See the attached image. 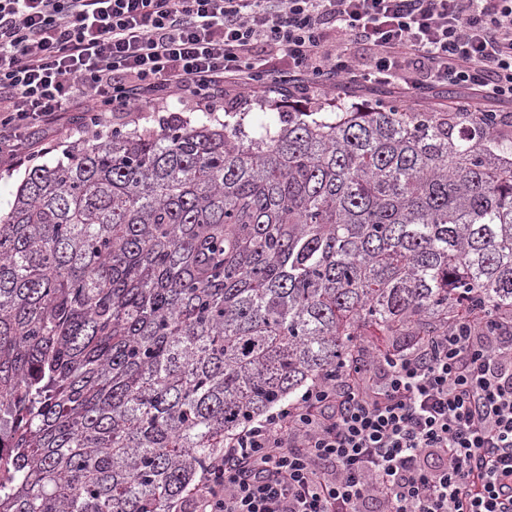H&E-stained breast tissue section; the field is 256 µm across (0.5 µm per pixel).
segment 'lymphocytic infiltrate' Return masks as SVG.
Returning a JSON list of instances; mask_svg holds the SVG:
<instances>
[{"label":"lymphocytic infiltrate","mask_w":512,"mask_h":512,"mask_svg":"<svg viewBox=\"0 0 512 512\" xmlns=\"http://www.w3.org/2000/svg\"><path fill=\"white\" fill-rule=\"evenodd\" d=\"M448 86L512 105V0H0V155L226 87ZM193 512H512V319L371 345L224 443Z\"/></svg>","instance_id":"f902f5d3"}]
</instances>
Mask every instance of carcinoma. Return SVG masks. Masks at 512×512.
Here are the masks:
<instances>
[{"instance_id": "obj_1", "label": "carcinoma", "mask_w": 512, "mask_h": 512, "mask_svg": "<svg viewBox=\"0 0 512 512\" xmlns=\"http://www.w3.org/2000/svg\"><path fill=\"white\" fill-rule=\"evenodd\" d=\"M230 116L93 132L0 213V512H185L364 337L512 315V112Z\"/></svg>"}]
</instances>
